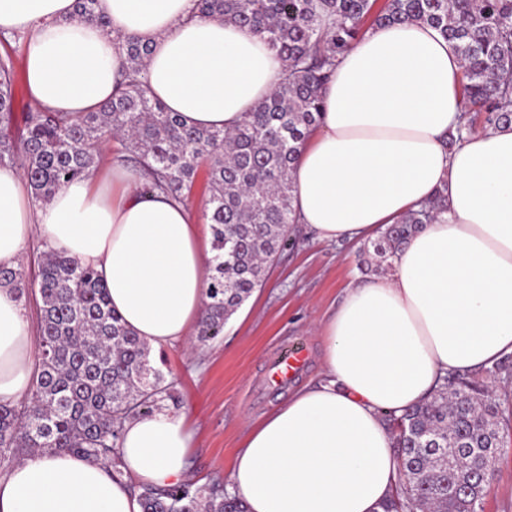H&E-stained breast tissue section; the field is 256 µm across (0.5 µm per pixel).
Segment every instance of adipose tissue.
<instances>
[{"instance_id": "adipose-tissue-1", "label": "adipose tissue", "mask_w": 512, "mask_h": 512, "mask_svg": "<svg viewBox=\"0 0 512 512\" xmlns=\"http://www.w3.org/2000/svg\"><path fill=\"white\" fill-rule=\"evenodd\" d=\"M75 0H0V34L27 35L30 100L91 112L124 68L121 39L150 43L142 77L189 127L235 129L283 68L262 38L195 0H98L102 28ZM463 67L432 25L369 31L340 57L325 110L291 173L299 224L328 242L360 241L447 194L391 273L355 282L327 319L324 374L253 424L227 491L246 512H379L399 456L385 423L431 399L446 375L512 355V125L445 145L462 116ZM95 268L110 302L149 348L188 342L213 256L188 205L146 193L113 164L34 202L21 172L0 168V266L32 243ZM33 333L17 292L0 285V403L29 396ZM196 436L162 407L126 421L122 473L70 454L35 453L0 471V512H142L141 487L188 478Z\"/></svg>"}]
</instances>
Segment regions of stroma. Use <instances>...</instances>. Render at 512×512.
Here are the masks:
<instances>
[{"label":"stroma","instance_id":"stroma-1","mask_svg":"<svg viewBox=\"0 0 512 512\" xmlns=\"http://www.w3.org/2000/svg\"><path fill=\"white\" fill-rule=\"evenodd\" d=\"M294 237V244L278 254L265 286L226 323L220 340L192 349L176 345L151 355L153 366L173 383L180 410L196 432L190 462L198 484L229 478L248 422L320 375L323 343L314 328L341 304L348 284L374 282L391 270L384 262L361 271L366 242H320L302 227ZM292 343L307 352L304 368L287 387H267V365ZM482 510L512 512V447L501 452Z\"/></svg>","mask_w":512,"mask_h":512}]
</instances>
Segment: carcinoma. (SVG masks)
Instances as JSON below:
<instances>
[{
  "label": "carcinoma",
  "instance_id": "carcinoma-1",
  "mask_svg": "<svg viewBox=\"0 0 512 512\" xmlns=\"http://www.w3.org/2000/svg\"><path fill=\"white\" fill-rule=\"evenodd\" d=\"M96 0H76L81 18L106 25ZM202 16H220L261 35L284 62L274 92L232 131L186 127L148 95L141 71L150 46L123 40L126 70L118 95L93 112H15L16 63L0 57V167L20 169L30 195L49 201L68 182L98 166L114 142L115 159L142 172L144 189L191 198L205 175L212 234L211 274L197 341L218 339L224 325L263 286L267 264L291 244L297 223L291 171L299 145L319 124L323 88L363 34L419 20L454 44L463 64V121L448 148L477 123L512 124V0H197ZM446 209L444 193L406 214L372 243L394 257L406 240ZM40 299V370L31 395L0 403V459L71 453L119 472L123 424L179 406L173 384L150 365L149 347L112 310L96 272L58 250L43 252L35 279L0 267V284ZM482 383L450 375L433 398L389 417L401 458L398 480L381 512H480L495 474L506 410L489 382L512 373L502 362ZM143 512H244L216 480L144 488Z\"/></svg>",
  "mask_w": 512,
  "mask_h": 512
}]
</instances>
